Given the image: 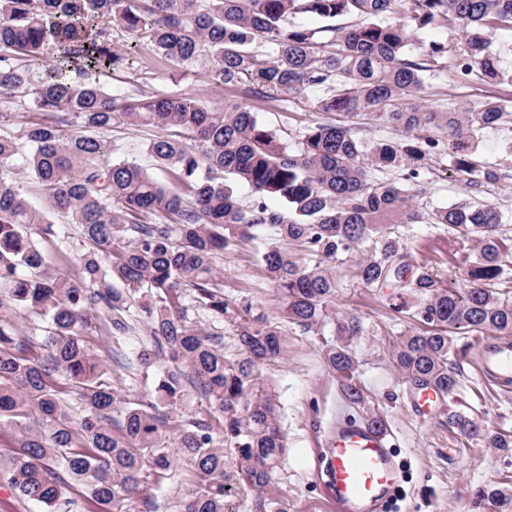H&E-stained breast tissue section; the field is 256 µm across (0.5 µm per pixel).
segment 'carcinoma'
Returning a JSON list of instances; mask_svg holds the SVG:
<instances>
[{"label": "carcinoma", "mask_w": 512, "mask_h": 512, "mask_svg": "<svg viewBox=\"0 0 512 512\" xmlns=\"http://www.w3.org/2000/svg\"><path fill=\"white\" fill-rule=\"evenodd\" d=\"M299 15L323 26L294 23ZM345 17L356 22L336 23ZM431 24L448 39L417 42ZM115 30L135 42L118 49ZM496 31L512 33V0H0V98L29 92L37 114L17 130L0 120V432L17 439L0 484L39 512H122L134 497L140 512H157L149 483L178 474L179 512H226L237 491L259 493L256 512H272L277 503L260 492L285 443L260 383L283 332L250 301L224 294L216 276L218 256L260 228L270 230L262 264L294 328L319 334L342 267L368 288L412 296L397 310L415 326L390 345L394 370L410 394L433 392L464 437L512 451V435L448 407L467 358L456 357L454 336L512 338V302L496 288L512 237L484 197L512 177V142L494 162L479 155L485 133L512 126V99L464 110L419 101L438 58L455 48L481 83L512 87ZM140 40L175 65L208 60L217 83L253 101L294 102L318 89L312 110L331 119L290 135L240 101L204 108L178 93L111 92L99 76L133 68ZM377 125L392 136L370 133ZM123 127L158 131L143 149L170 185L112 158L103 133ZM442 162L470 196L432 207L425 184ZM19 169L48 210L16 183ZM51 213L85 243L63 272L66 230ZM408 224L455 236L468 252L467 288L411 263L398 230ZM28 318L39 333L20 331L17 320ZM202 318L233 325L236 356H224V337ZM136 321L151 336L137 360L152 389L129 402L112 387L106 358ZM358 332L357 318L343 319L323 346L357 407L366 401L355 382ZM190 387L201 408L186 418L179 409ZM477 498L486 512H512L507 482Z\"/></svg>", "instance_id": "1"}]
</instances>
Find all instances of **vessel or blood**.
<instances>
[{
  "mask_svg": "<svg viewBox=\"0 0 512 512\" xmlns=\"http://www.w3.org/2000/svg\"><path fill=\"white\" fill-rule=\"evenodd\" d=\"M483 370L512 379V343L485 350ZM390 432L368 423L337 425L323 443L320 462L336 512H379L402 472L389 447Z\"/></svg>",
  "mask_w": 512,
  "mask_h": 512,
  "instance_id": "vessel-or-blood-1",
  "label": "vessel or blood"
}]
</instances>
